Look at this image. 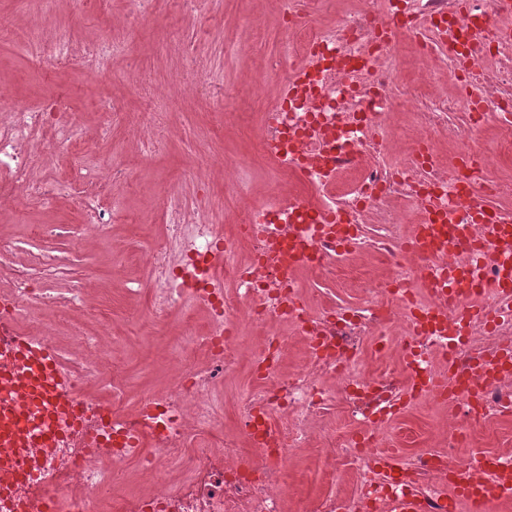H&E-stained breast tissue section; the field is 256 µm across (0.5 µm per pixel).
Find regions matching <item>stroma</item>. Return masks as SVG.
I'll list each match as a JSON object with an SVG mask.
<instances>
[{
	"instance_id": "obj_1",
	"label": "stroma",
	"mask_w": 512,
	"mask_h": 512,
	"mask_svg": "<svg viewBox=\"0 0 512 512\" xmlns=\"http://www.w3.org/2000/svg\"><path fill=\"white\" fill-rule=\"evenodd\" d=\"M125 14V0H95L93 8L84 14L73 9L71 0H56L52 13L41 22L40 33L44 36L53 28L65 27L86 42L107 31L115 38L131 40V51L112 63L115 78L90 79L76 63L47 80L34 70L30 52L0 42V86L11 87L19 100L34 107L49 92L60 93L63 106L84 125L92 151L115 156L120 164L122 173L115 190L139 215V222L113 225L108 240H88L75 253L70 237L79 234L83 219L73 204L61 200L46 208L27 203L22 207V217L0 214V237L13 244L11 255L4 258L6 267L17 266L30 248L27 225H70V236L58 238L57 243L61 251L71 252L72 258L66 276L54 280L52 286L61 292L94 275L89 299L111 309L117 335L112 356L122 365L132 391L137 392L162 380L160 370L146 355L147 349L163 353L169 337L181 329V317L176 313L156 335L139 322L151 292L139 252L161 233L163 193L174 187L187 201L204 199L212 219L220 223L238 197L262 192L276 176L274 168L265 164L242 183L232 185L216 172L210 181V194H203L194 176L207 156L220 152L226 160L235 161L257 151L258 127L236 126L230 118V107L214 108L208 97L190 103L174 95L159 103L150 99L148 90L195 80L190 62L175 57L176 50L184 46L193 49L206 69L221 75L225 85L245 87L257 70L281 56L285 37L276 0H167L147 23L126 20ZM147 112L158 113L169 131L152 148L130 140L120 120L124 113ZM6 267L0 270V292L11 286ZM128 281L139 282V293H123ZM288 487L299 507L308 497L330 489L310 460L289 470Z\"/></svg>"
}]
</instances>
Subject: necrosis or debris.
Here are the masks:
<instances>
[{
    "label": "necrosis or debris",
    "mask_w": 512,
    "mask_h": 512,
    "mask_svg": "<svg viewBox=\"0 0 512 512\" xmlns=\"http://www.w3.org/2000/svg\"><path fill=\"white\" fill-rule=\"evenodd\" d=\"M495 2L470 0L462 13L458 0H355L346 8L287 0L285 56L241 92L259 103L269 85L279 88L259 122L280 182L236 204L224 224L167 191L163 231L139 256L152 281L145 322L181 316L166 386L127 408L123 373L97 337H81L82 361L65 369L69 387L52 436L32 437L27 469L0 492V512H24L41 494L54 512H288V463L303 448L320 449L323 473L349 481L362 512H382L387 495L403 488L422 495L429 512H473L456 478L441 480L442 460L469 448L463 464L476 485L512 471L511 447L478 446L512 420V382H491L477 396L462 375L479 364L494 369L497 352L512 346V297L496 298L495 321L458 319V309L492 291L451 299L432 290L429 276L466 263L492 280L493 236L475 227V251L437 256L412 248L406 226L466 223L471 191L486 202L512 199V180L501 175L512 160V35L492 23ZM125 51V42L84 43L62 28L41 40L36 58L52 72L78 62L102 79ZM410 58L418 62L411 71ZM82 138L55 100L32 109L0 90V211L66 197L87 239L130 221L112 190L115 161L83 151ZM49 147L70 156L66 177L38 179ZM464 158L473 167L460 168ZM329 204L332 224L323 221ZM33 236L41 246L11 270L5 314L20 326L40 321L49 343L57 320L84 306L93 280L54 295L45 283L61 267L57 229L41 226ZM272 240L283 254L310 242L305 275L354 280L359 304L313 306L303 288L289 287L286 267L267 263ZM393 344L396 370L384 359ZM451 357L460 373L445 397L427 385ZM242 369L251 388L231 406L228 431L222 385ZM94 380L97 397L87 393ZM402 401L440 417L431 449L385 477L378 458L395 439L379 419ZM337 410L357 425L354 437L322 426Z\"/></svg>",
    "instance_id": "obj_1"
}]
</instances>
